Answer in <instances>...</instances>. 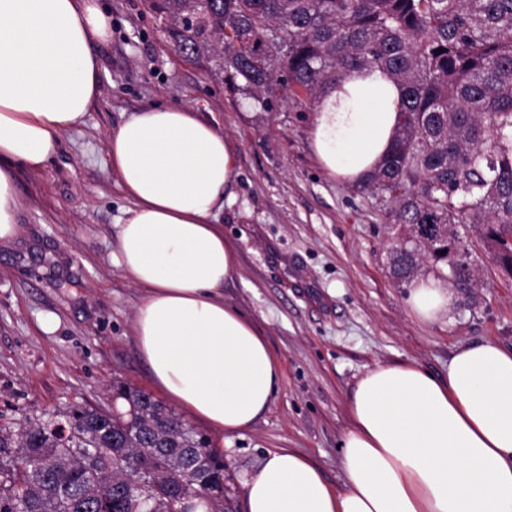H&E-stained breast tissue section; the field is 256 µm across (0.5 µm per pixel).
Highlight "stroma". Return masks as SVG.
<instances>
[{
	"label": "stroma",
	"mask_w": 512,
	"mask_h": 512,
	"mask_svg": "<svg viewBox=\"0 0 512 512\" xmlns=\"http://www.w3.org/2000/svg\"><path fill=\"white\" fill-rule=\"evenodd\" d=\"M111 39L95 44L101 95L38 172L18 169L19 236L0 246V427L74 404L108 411L119 383L152 390L134 342L141 289L113 261L131 202L107 139L133 112L184 105L233 145L231 199L216 221L238 256L226 303L251 318L282 366L268 410L224 438L225 512H245L243 482L267 449L311 457L335 487L359 377L415 362L437 376L461 344L512 348V278L473 244L480 286L421 321L390 274L399 231L359 184L326 176L311 145L314 107L259 112L213 67L174 47L149 0H104Z\"/></svg>",
	"instance_id": "35a3bbf8"
}]
</instances>
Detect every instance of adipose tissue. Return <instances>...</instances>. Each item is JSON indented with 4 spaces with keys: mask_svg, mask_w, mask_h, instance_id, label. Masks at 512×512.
<instances>
[{
    "mask_svg": "<svg viewBox=\"0 0 512 512\" xmlns=\"http://www.w3.org/2000/svg\"><path fill=\"white\" fill-rule=\"evenodd\" d=\"M111 26L98 0H0V242L18 232L15 168L43 169L99 98L92 45ZM401 88L355 68L320 93L312 147L332 177L364 181L389 151ZM131 201L118 266L143 297L134 336L157 391L220 434L268 409L281 363L255 322L225 303L238 257L213 221L236 173L233 151L186 106L132 114L108 138ZM454 293L426 278L410 291L421 319ZM343 488L294 448L269 449L243 483L245 512H512V349L462 345L439 377L416 363L364 372L348 403Z\"/></svg>",
    "mask_w": 512,
    "mask_h": 512,
    "instance_id": "1",
    "label": "adipose tissue"
}]
</instances>
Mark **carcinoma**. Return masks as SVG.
<instances>
[{"instance_id": "carcinoma-1", "label": "carcinoma", "mask_w": 512, "mask_h": 512, "mask_svg": "<svg viewBox=\"0 0 512 512\" xmlns=\"http://www.w3.org/2000/svg\"><path fill=\"white\" fill-rule=\"evenodd\" d=\"M175 45L215 63L231 96L259 112L317 98L352 67H378L403 88L395 142L362 188L392 204L408 237L391 274L411 282L418 248L449 263L472 217L477 241L512 277V0H150ZM427 224L449 225L428 245ZM452 287L469 297L473 270ZM125 412L74 406L0 431V512H224L208 489L223 457L136 387L117 385Z\"/></svg>"}]
</instances>
